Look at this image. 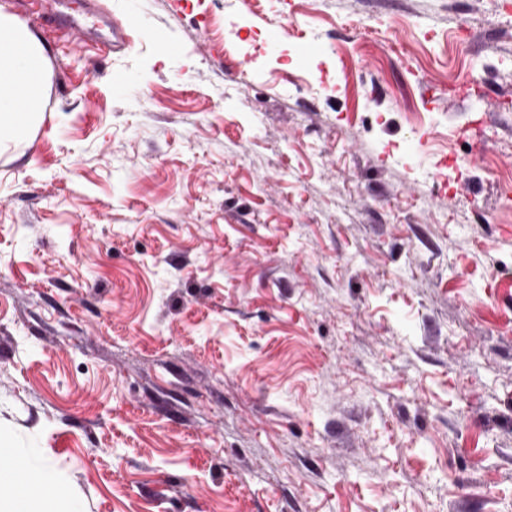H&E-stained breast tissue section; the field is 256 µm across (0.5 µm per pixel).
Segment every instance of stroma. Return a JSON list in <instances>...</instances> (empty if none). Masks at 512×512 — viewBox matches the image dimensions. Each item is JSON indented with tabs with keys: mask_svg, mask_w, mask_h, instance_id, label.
I'll return each instance as SVG.
<instances>
[{
	"mask_svg": "<svg viewBox=\"0 0 512 512\" xmlns=\"http://www.w3.org/2000/svg\"><path fill=\"white\" fill-rule=\"evenodd\" d=\"M22 2L0 457L74 512H512V0H99L109 55ZM0 150L26 139L41 117L49 74L45 47L15 15L0 7Z\"/></svg>",
	"mask_w": 512,
	"mask_h": 512,
	"instance_id": "35a3bbf8",
	"label": "stroma"
}]
</instances>
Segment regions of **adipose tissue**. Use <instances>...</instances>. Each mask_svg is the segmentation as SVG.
<instances>
[{"instance_id": "adipose-tissue-1", "label": "adipose tissue", "mask_w": 512, "mask_h": 512, "mask_svg": "<svg viewBox=\"0 0 512 512\" xmlns=\"http://www.w3.org/2000/svg\"><path fill=\"white\" fill-rule=\"evenodd\" d=\"M0 150L26 139L41 117L49 74L45 47L15 15L0 9ZM50 486L49 500L33 489ZM72 492L51 482L47 467L0 466V512H71Z\"/></svg>"}]
</instances>
